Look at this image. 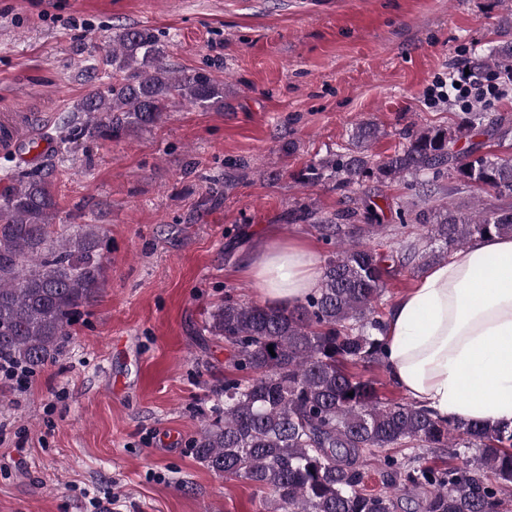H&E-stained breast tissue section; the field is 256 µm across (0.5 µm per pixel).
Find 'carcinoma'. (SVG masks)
<instances>
[{
	"label": "carcinoma",
	"mask_w": 512,
	"mask_h": 512,
	"mask_svg": "<svg viewBox=\"0 0 512 512\" xmlns=\"http://www.w3.org/2000/svg\"><path fill=\"white\" fill-rule=\"evenodd\" d=\"M481 62L512 73V40ZM103 66L112 74L107 91L81 103V134L91 140L153 126L177 102H224L209 73L171 70L147 27L116 33ZM484 121L483 113L466 112L453 126L422 128L384 158L371 153L380 128L362 123L327 167L343 188L372 180L425 189L446 178L489 195L487 206L433 205L425 192L421 209L399 205L398 223L387 224L371 194L332 219L299 203L292 223L311 225L332 247L319 288L291 307L226 295L209 311L205 331L227 345L235 374L224 378V403L189 448L216 475L253 487L260 512H400L417 491L427 494L425 512H506L511 426L437 419L410 398L384 397L375 378L351 371L386 366L380 305L403 268L443 261L477 237L512 236V158L499 154L512 138V119ZM56 209L49 181L38 174L0 196V361L26 375L59 356L104 278L100 227L59 235ZM443 448H474L478 457L460 464L455 452L439 463L425 456ZM371 466L383 477L378 492L365 488Z\"/></svg>",
	"instance_id": "cac0c4a2"
}]
</instances>
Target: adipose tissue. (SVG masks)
I'll return each mask as SVG.
<instances>
[{
	"instance_id": "obj_1",
	"label": "adipose tissue",
	"mask_w": 512,
	"mask_h": 512,
	"mask_svg": "<svg viewBox=\"0 0 512 512\" xmlns=\"http://www.w3.org/2000/svg\"><path fill=\"white\" fill-rule=\"evenodd\" d=\"M319 255L271 239L240 272L271 306H291L320 284ZM394 384L445 420L512 424V237L485 236L431 265L384 319Z\"/></svg>"
}]
</instances>
